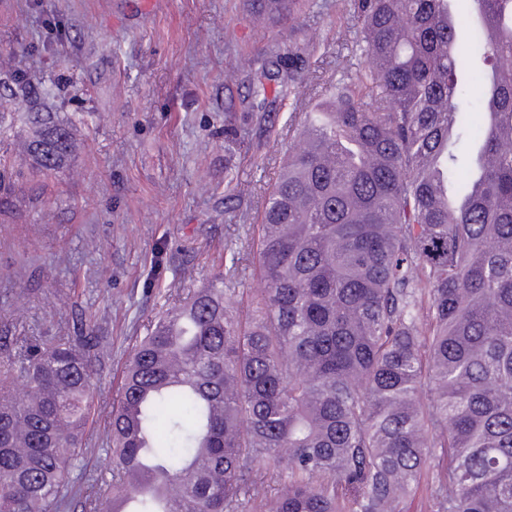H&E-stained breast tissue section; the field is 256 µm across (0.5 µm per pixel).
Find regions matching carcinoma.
Listing matches in <instances>:
<instances>
[{"label": "carcinoma", "mask_w": 512, "mask_h": 512, "mask_svg": "<svg viewBox=\"0 0 512 512\" xmlns=\"http://www.w3.org/2000/svg\"><path fill=\"white\" fill-rule=\"evenodd\" d=\"M450 2L352 0L363 65L288 117L297 147L256 225L266 288L234 314L233 255L134 345L109 422L115 512H393L436 448L439 512H512V0ZM245 6L292 33L319 4ZM302 54L253 68L256 92L300 82ZM5 96L0 144L21 135L33 172L65 169L76 117L48 111L54 87L17 71ZM16 180L1 154L0 207ZM97 346L20 338L0 373V512L67 506Z\"/></svg>", "instance_id": "obj_1"}]
</instances>
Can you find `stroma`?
<instances>
[{
  "instance_id": "35a3bbf8",
  "label": "stroma",
  "mask_w": 512,
  "mask_h": 512,
  "mask_svg": "<svg viewBox=\"0 0 512 512\" xmlns=\"http://www.w3.org/2000/svg\"><path fill=\"white\" fill-rule=\"evenodd\" d=\"M294 35L262 27L243 0H0V78L19 69L60 85L59 112H87L71 165L46 183L18 158L41 197L0 212V337L99 339L96 422L84 465L107 486L112 402L137 337L185 288L206 286L230 252L247 261L236 298L264 288L244 232L295 143L288 116L310 111L334 80L350 20L325 0ZM305 47L310 70L270 119L246 112L251 59ZM238 105L240 144L224 150V103ZM233 174L236 209L225 207Z\"/></svg>"
}]
</instances>
